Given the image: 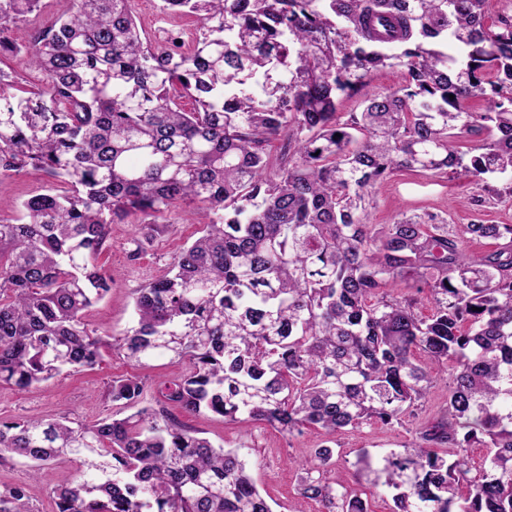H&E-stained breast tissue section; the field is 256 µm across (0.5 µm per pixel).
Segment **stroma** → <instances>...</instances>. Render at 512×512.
<instances>
[{
    "label": "stroma",
    "mask_w": 512,
    "mask_h": 512,
    "mask_svg": "<svg viewBox=\"0 0 512 512\" xmlns=\"http://www.w3.org/2000/svg\"><path fill=\"white\" fill-rule=\"evenodd\" d=\"M160 4L161 0H133L132 3L148 41L163 42L193 33L191 19L162 13ZM71 6V0H44L41 15L9 29L6 36L17 46L18 52L1 59L0 68L13 71L22 86H41L45 78L29 66L24 50L35 41L47 18L68 11ZM56 186V180L34 168L13 176L0 192V217L15 216L24 200ZM473 195L478 198L474 204L469 201ZM414 213L432 214L452 224H512V199L500 200L463 181L426 173H397L374 190L371 223L390 224L403 215ZM138 223V217L132 216L124 223L113 225L110 239L97 258L98 266L112 279L111 291L94 304L85 317L89 328L99 333L124 335L134 324L136 289L166 273L172 257L186 243L200 236L203 229L198 214L180 209L158 218V230L152 238H144ZM183 370V365L166 357L137 366L107 348L94 368L66 370L46 383L23 391L0 386V420H17L29 415L56 418L66 414L92 425L116 412L106 396L112 380L139 376L145 383L142 401L151 404L158 396L159 384L179 376ZM446 395L445 388L434 389L415 422L394 428L374 423L338 436L330 478L347 488L359 489V478L353 467L357 450L365 448L375 456L403 450L413 440L415 424L438 416ZM181 421L188 428L203 431L214 444L227 448L249 447L252 475L260 490L275 501L274 512H294L299 500V470L295 458L299 450L321 444L322 434L307 428L301 434L287 436L260 423L244 429L211 415H185ZM81 470L79 460L63 458L42 469L34 478L25 460L17 457L0 463V484L25 486L33 512H53L50 489L73 480Z\"/></svg>",
    "instance_id": "stroma-1"
}]
</instances>
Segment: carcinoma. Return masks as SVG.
Masks as SVG:
<instances>
[{
  "mask_svg": "<svg viewBox=\"0 0 512 512\" xmlns=\"http://www.w3.org/2000/svg\"><path fill=\"white\" fill-rule=\"evenodd\" d=\"M131 2L74 0L45 25L27 56L46 87L12 94L0 69V173L34 166L65 185L0 219V385L93 368L105 347L188 369L157 408L138 377L112 381L108 399L135 409L122 418L0 421V462L17 455L36 474L80 459L82 474L52 489L55 512H273L244 449L174 411L286 434L312 425L325 442L297 460L301 502L369 512L327 478L331 443L402 423L442 380V413L401 451L360 450L358 474L393 512H512V224L378 225L367 209L396 171L512 195V13L490 29L487 0H162L198 22L168 46L143 40ZM40 5L0 0V54L17 51L4 31ZM381 68L404 84L338 122L340 100ZM455 137L476 144L463 152ZM182 204L204 214L202 235L136 290L124 336L89 332L84 313L112 288L96 264L110 226L138 216L150 238ZM481 239L496 248L470 251ZM401 284L431 314L395 295ZM473 447L487 449L476 470ZM0 512H31L26 489L1 485Z\"/></svg>",
  "mask_w": 512,
  "mask_h": 512,
  "instance_id": "1",
  "label": "carcinoma"
}]
</instances>
